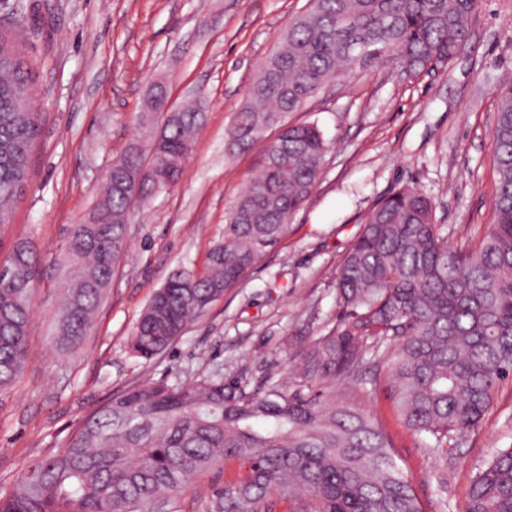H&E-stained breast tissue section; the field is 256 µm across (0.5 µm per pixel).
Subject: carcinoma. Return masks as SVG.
Returning <instances> with one entry per match:
<instances>
[{"label": "carcinoma", "instance_id": "obj_1", "mask_svg": "<svg viewBox=\"0 0 512 512\" xmlns=\"http://www.w3.org/2000/svg\"><path fill=\"white\" fill-rule=\"evenodd\" d=\"M481 0H310L288 22L236 113L227 150L278 134L260 174L231 207L224 242L206 271L179 270L159 288L130 339L151 360L224 292L239 284L288 232L315 189L329 145L314 123L288 124L328 81L383 53L414 78L444 70L466 49ZM32 89V69L0 34V227L27 182L38 112L12 111ZM158 85L144 124L164 113L159 133L136 141L112 165L100 196L71 230L55 345L69 350L92 333L94 315L126 249L131 210L172 187L205 114L166 112ZM497 190L492 222L475 248L448 245L434 204L403 187L368 216L336 280L343 316L326 336L288 338L299 359L293 381L200 376L117 392L83 419L65 448L0 492V512H176L193 478L238 465L209 498L210 512H424L394 460L376 417L324 391L336 379L383 386L402 425L425 435L440 459L456 454L481 424L497 388L512 380V86L500 91L493 128ZM39 247L17 239L0 259V393L25 371ZM467 512H512V447L498 450L470 483Z\"/></svg>", "mask_w": 512, "mask_h": 512}]
</instances>
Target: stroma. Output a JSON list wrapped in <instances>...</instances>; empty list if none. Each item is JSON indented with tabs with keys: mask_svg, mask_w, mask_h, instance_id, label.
<instances>
[{
	"mask_svg": "<svg viewBox=\"0 0 512 512\" xmlns=\"http://www.w3.org/2000/svg\"><path fill=\"white\" fill-rule=\"evenodd\" d=\"M308 6L0 0V24L20 14L30 32L22 53L34 68L42 115L29 181L0 233V256L20 237L40 247L27 369L0 395V488L61 450L85 416L129 387L216 373L253 388L269 375L288 381L289 337L323 336L336 326L340 263L369 213L398 189L415 186L432 199L450 246L473 247L484 236L496 191L498 95L512 80V0H484L469 45L446 71L410 79L385 53L289 113L290 123L317 124L329 152L287 236L167 351L149 362L131 353L130 336L154 292L176 270L205 271L210 250L224 240L228 211L260 171L264 143L231 153L227 134L236 112L252 103L263 59ZM159 84L174 106L198 102L206 118L178 182L132 211L126 252L91 335L60 350L53 336L71 229L93 206L113 162L141 136V113ZM336 398L378 417L425 512H466L471 478L496 450L512 447V381L445 464L427 438L400 423L381 388L340 381ZM233 474L229 468L192 480L177 498L179 512H206V496Z\"/></svg>",
	"mask_w": 512,
	"mask_h": 512,
	"instance_id": "obj_1",
	"label": "stroma"
}]
</instances>
